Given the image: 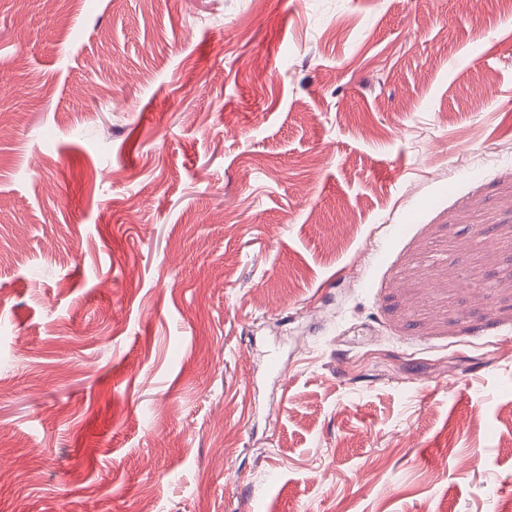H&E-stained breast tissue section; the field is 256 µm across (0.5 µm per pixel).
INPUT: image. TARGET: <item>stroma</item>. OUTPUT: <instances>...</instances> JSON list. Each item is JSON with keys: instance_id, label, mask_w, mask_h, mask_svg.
Segmentation results:
<instances>
[{"instance_id": "obj_1", "label": "stroma", "mask_w": 512, "mask_h": 512, "mask_svg": "<svg viewBox=\"0 0 512 512\" xmlns=\"http://www.w3.org/2000/svg\"><path fill=\"white\" fill-rule=\"evenodd\" d=\"M502 0H0V512H512Z\"/></svg>"}]
</instances>
